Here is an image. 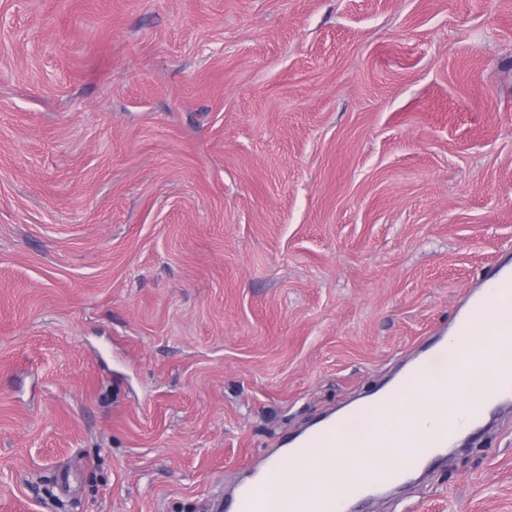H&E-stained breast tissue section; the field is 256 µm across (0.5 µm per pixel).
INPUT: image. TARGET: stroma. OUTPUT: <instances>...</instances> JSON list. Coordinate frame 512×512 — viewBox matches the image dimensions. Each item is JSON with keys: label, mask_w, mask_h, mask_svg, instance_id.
Here are the masks:
<instances>
[{"label": "stroma", "mask_w": 512, "mask_h": 512, "mask_svg": "<svg viewBox=\"0 0 512 512\" xmlns=\"http://www.w3.org/2000/svg\"><path fill=\"white\" fill-rule=\"evenodd\" d=\"M508 263L512 0H0V512H213Z\"/></svg>", "instance_id": "35a3bbf8"}]
</instances>
